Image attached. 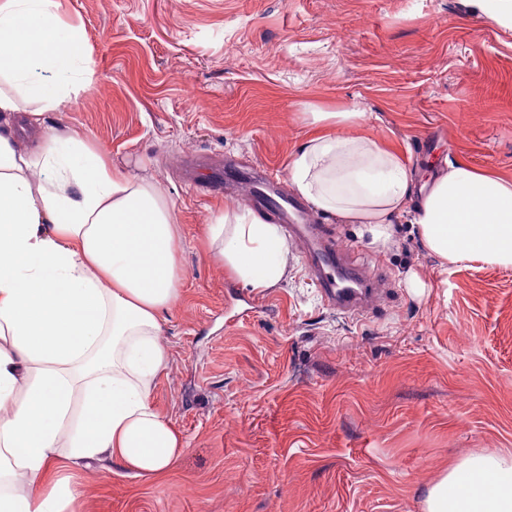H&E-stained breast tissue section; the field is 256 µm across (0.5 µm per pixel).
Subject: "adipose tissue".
Listing matches in <instances>:
<instances>
[{"label": "adipose tissue", "instance_id": "adipose-tissue-1", "mask_svg": "<svg viewBox=\"0 0 512 512\" xmlns=\"http://www.w3.org/2000/svg\"><path fill=\"white\" fill-rule=\"evenodd\" d=\"M61 0H0V512H74L68 472L109 461L154 478L182 440L152 405L180 297L179 222L151 176L113 164L49 113L94 82ZM353 104L314 112L288 186L316 215L388 249L409 218L441 266L512 268V180L459 161L418 182ZM226 277L254 292L290 273L278 225L225 204L206 227ZM63 460L66 474L49 476ZM424 512H512V457L441 471Z\"/></svg>", "mask_w": 512, "mask_h": 512}]
</instances>
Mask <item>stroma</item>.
Listing matches in <instances>:
<instances>
[{
    "label": "stroma",
    "mask_w": 512,
    "mask_h": 512,
    "mask_svg": "<svg viewBox=\"0 0 512 512\" xmlns=\"http://www.w3.org/2000/svg\"><path fill=\"white\" fill-rule=\"evenodd\" d=\"M64 2L96 80L48 119L162 183L183 280L151 400L185 448L155 478L74 473L80 512H423L438 467L512 456V268H442L406 222L383 251L331 221L384 286L347 318L299 243L257 294L203 236L261 176L287 178L308 113L352 102L419 173L463 160L512 179V27L471 0Z\"/></svg>",
    "instance_id": "35a3bbf8"
}]
</instances>
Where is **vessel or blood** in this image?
I'll use <instances>...</instances> for the list:
<instances>
[{"mask_svg":"<svg viewBox=\"0 0 512 512\" xmlns=\"http://www.w3.org/2000/svg\"><path fill=\"white\" fill-rule=\"evenodd\" d=\"M281 215L290 216L287 228L305 251L307 266L324 303L337 312L356 315L363 312L378 295L375 273L348 272L342 253L306 213L302 203L284 190H277Z\"/></svg>","mask_w":512,"mask_h":512,"instance_id":"vessel-or-blood-1","label":"vessel or blood"}]
</instances>
